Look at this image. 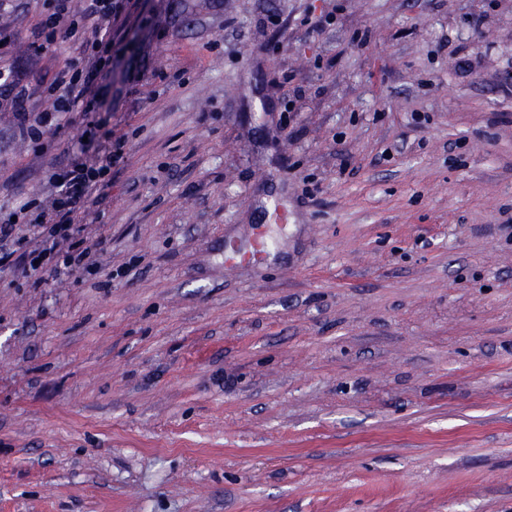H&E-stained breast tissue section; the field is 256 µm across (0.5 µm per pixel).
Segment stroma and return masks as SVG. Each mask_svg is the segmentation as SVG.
Segmentation results:
<instances>
[{"instance_id": "1", "label": "stroma", "mask_w": 512, "mask_h": 512, "mask_svg": "<svg viewBox=\"0 0 512 512\" xmlns=\"http://www.w3.org/2000/svg\"><path fill=\"white\" fill-rule=\"evenodd\" d=\"M0 16L30 110L77 52ZM111 115L0 109V210L123 141L87 268H0V512H512V0H136ZM268 242L256 262L228 259Z\"/></svg>"}]
</instances>
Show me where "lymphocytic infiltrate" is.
<instances>
[{"label":"lymphocytic infiltrate","mask_w":512,"mask_h":512,"mask_svg":"<svg viewBox=\"0 0 512 512\" xmlns=\"http://www.w3.org/2000/svg\"><path fill=\"white\" fill-rule=\"evenodd\" d=\"M55 6L41 22L47 42L56 37L80 40L86 65L68 63L49 89L50 109L31 115L23 106L22 95H15L12 105L18 128L24 137L39 141L45 127L58 124L63 115L72 112H96L106 103V95L99 87L100 79L112 70L116 42L112 36V22L126 14L131 0H86L83 13L73 14L70 0H54ZM109 165L74 164L53 173L50 181L56 195L50 209L34 212L19 210L15 218L0 219V264L9 263L13 256L7 245L14 239L16 224H30L35 245L23 253L28 269L41 271L51 265L54 274H69L88 265L93 248L81 237L80 227L74 222L78 209L85 206L91 195L107 185Z\"/></svg>","instance_id":"1"}]
</instances>
